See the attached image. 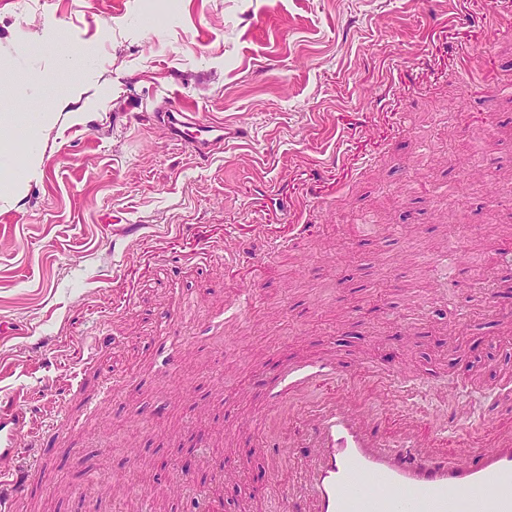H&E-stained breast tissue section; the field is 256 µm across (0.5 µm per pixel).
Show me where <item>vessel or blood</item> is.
<instances>
[{"label": "vessel or blood", "mask_w": 512, "mask_h": 512, "mask_svg": "<svg viewBox=\"0 0 512 512\" xmlns=\"http://www.w3.org/2000/svg\"><path fill=\"white\" fill-rule=\"evenodd\" d=\"M161 120L174 141L203 157L228 135L223 123L200 122L184 107H168ZM284 375L289 388L274 399L265 454L275 469L291 449H306L307 455L292 474L280 512H458L469 495L477 498V512H512V427L496 426L497 412L478 419L458 406L430 438L423 415L408 412L387 433L373 404L358 402L348 384L338 383L333 359L318 360L310 372L289 367ZM373 380L382 395L408 404L409 387L395 376L378 373ZM315 387L322 396L307 401ZM25 425V416L0 414V462L18 456ZM457 437L462 451L452 461L441 447ZM32 476L31 467L0 465V512H14Z\"/></svg>", "instance_id": "vessel-or-blood-1"}]
</instances>
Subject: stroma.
Listing matches in <instances>:
<instances>
[{
    "mask_svg": "<svg viewBox=\"0 0 512 512\" xmlns=\"http://www.w3.org/2000/svg\"><path fill=\"white\" fill-rule=\"evenodd\" d=\"M507 23L512 0H0V117L50 124L38 176L0 154V192L22 187L0 209V407L70 403L19 512H118L137 489L193 512L162 493L183 467L224 512H272L290 470L271 477L264 426L227 430L268 412L286 363L331 355L359 394L350 361L394 368L433 426L456 390L478 412L512 395L489 309H512V96L493 123L483 106L512 86ZM170 101L249 136L201 158L157 125ZM228 234L253 254L225 264Z\"/></svg>",
    "mask_w": 512,
    "mask_h": 512,
    "instance_id": "1",
    "label": "stroma"
}]
</instances>
